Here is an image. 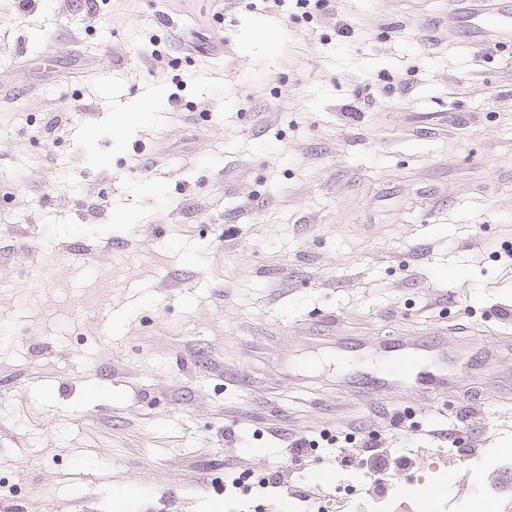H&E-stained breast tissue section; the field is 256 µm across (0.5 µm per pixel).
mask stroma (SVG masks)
I'll return each instance as SVG.
<instances>
[{
	"mask_svg": "<svg viewBox=\"0 0 512 512\" xmlns=\"http://www.w3.org/2000/svg\"><path fill=\"white\" fill-rule=\"evenodd\" d=\"M333 3L0 0V512H112L119 486L132 512H236L225 472L275 460L261 501L334 512L345 464L291 444L402 449V418L396 474L446 466L447 512L479 456L512 457L510 359L466 418L453 392L355 407L306 367L337 336L512 342V41L448 0Z\"/></svg>",
	"mask_w": 512,
	"mask_h": 512,
	"instance_id": "1",
	"label": "stroma"
}]
</instances>
